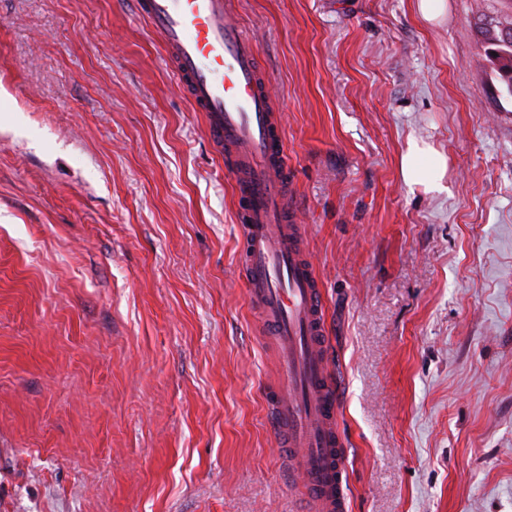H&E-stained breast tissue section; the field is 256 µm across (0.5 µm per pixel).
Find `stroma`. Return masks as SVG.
Masks as SVG:
<instances>
[{
  "mask_svg": "<svg viewBox=\"0 0 512 512\" xmlns=\"http://www.w3.org/2000/svg\"><path fill=\"white\" fill-rule=\"evenodd\" d=\"M235 0L283 108L348 512H512V0ZM448 159L405 184L409 138ZM224 158L130 0H0V512H309ZM505 25L512 27V21H506L504 24L498 17L483 15L475 22L485 46L487 59L495 67L501 82L512 96V32L508 33L510 40H506L501 28ZM492 52H495L496 56H493Z\"/></svg>",
  "mask_w": 512,
  "mask_h": 512,
  "instance_id": "35a3bbf8",
  "label": "stroma"
}]
</instances>
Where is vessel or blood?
<instances>
[{
	"label": "vessel or blood",
	"instance_id": "b4317fda",
	"mask_svg": "<svg viewBox=\"0 0 512 512\" xmlns=\"http://www.w3.org/2000/svg\"><path fill=\"white\" fill-rule=\"evenodd\" d=\"M160 36L178 90L204 113L232 177L248 300L278 346L280 381L264 391L269 430L312 512H347L346 442L338 419L322 287L288 200L280 106L233 0H131Z\"/></svg>",
	"mask_w": 512,
	"mask_h": 512
}]
</instances>
